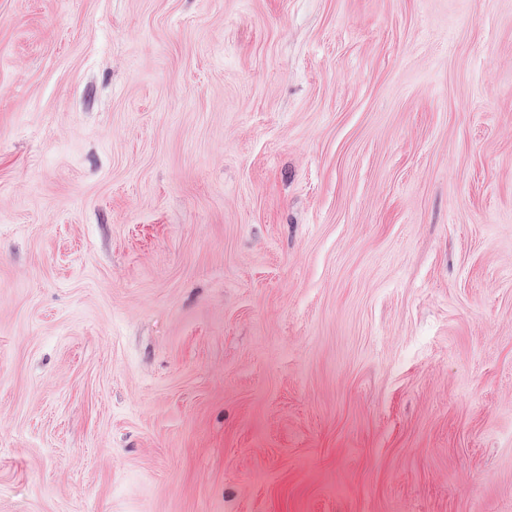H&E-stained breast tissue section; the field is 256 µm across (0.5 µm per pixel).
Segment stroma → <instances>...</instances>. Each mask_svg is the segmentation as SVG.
Returning a JSON list of instances; mask_svg holds the SVG:
<instances>
[{
    "label": "stroma",
    "mask_w": 512,
    "mask_h": 512,
    "mask_svg": "<svg viewBox=\"0 0 512 512\" xmlns=\"http://www.w3.org/2000/svg\"><path fill=\"white\" fill-rule=\"evenodd\" d=\"M0 512H512V0H0Z\"/></svg>",
    "instance_id": "1"
}]
</instances>
